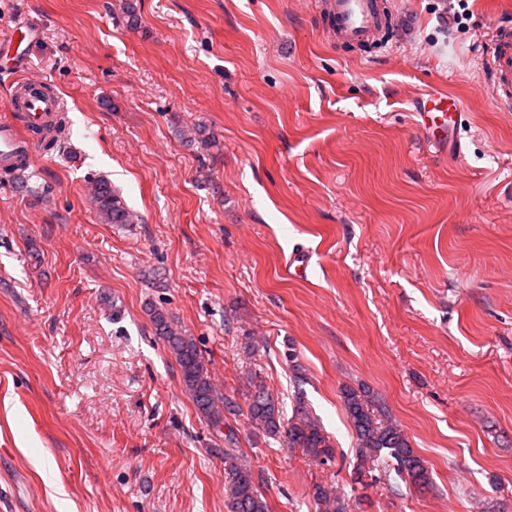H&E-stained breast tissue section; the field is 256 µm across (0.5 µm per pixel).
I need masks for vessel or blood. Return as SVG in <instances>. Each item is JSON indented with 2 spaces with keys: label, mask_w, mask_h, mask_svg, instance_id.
<instances>
[{
  "label": "vessel or blood",
  "mask_w": 512,
  "mask_h": 512,
  "mask_svg": "<svg viewBox=\"0 0 512 512\" xmlns=\"http://www.w3.org/2000/svg\"><path fill=\"white\" fill-rule=\"evenodd\" d=\"M333 20L337 37L354 47L373 40L387 19L379 0H333ZM482 68L496 106L512 112V22L491 27L482 45ZM17 80L33 94L24 104L30 125H43L55 113L60 99L46 91L42 79L30 75L22 61H15ZM461 104L448 91L432 90L418 112V124L438 140L455 145L461 122ZM35 145L10 118L0 119V166H11L18 156L33 158Z\"/></svg>",
  "instance_id": "b4317fda"
}]
</instances>
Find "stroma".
Instances as JSON below:
<instances>
[{
  "instance_id": "35a3bbf8",
  "label": "stroma",
  "mask_w": 512,
  "mask_h": 512,
  "mask_svg": "<svg viewBox=\"0 0 512 512\" xmlns=\"http://www.w3.org/2000/svg\"><path fill=\"white\" fill-rule=\"evenodd\" d=\"M384 3L386 36L354 48L329 0H136L135 29L124 0H0L64 108L29 191L0 170V512H225L224 439L152 306L222 393L255 373L329 436L319 465L232 420L271 512H320L317 484L351 512H512V112L479 55L512 0ZM432 84L463 104L460 155L417 124ZM100 179L139 223L99 220ZM346 386L431 485L354 484Z\"/></svg>"
}]
</instances>
